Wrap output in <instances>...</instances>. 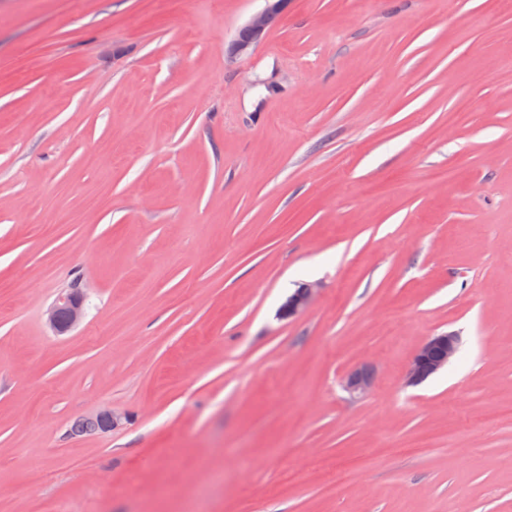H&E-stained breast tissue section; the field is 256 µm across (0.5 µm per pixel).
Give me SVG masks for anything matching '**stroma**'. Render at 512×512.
I'll return each instance as SVG.
<instances>
[{
  "label": "stroma",
  "mask_w": 512,
  "mask_h": 512,
  "mask_svg": "<svg viewBox=\"0 0 512 512\" xmlns=\"http://www.w3.org/2000/svg\"><path fill=\"white\" fill-rule=\"evenodd\" d=\"M264 6L0 0V512H512V0ZM267 6L260 12L253 15L250 20L241 26L234 38L232 39L228 52L233 57H243L249 55L255 46L263 39L269 27L273 26L276 22L278 15L288 0H266ZM315 296L314 288L306 286L288 297L280 309L283 318H293L301 314L311 303ZM84 308L85 295L82 291L74 289L61 292L49 308V324L59 335H63L82 320ZM460 337L455 332L431 336L414 351L407 369L406 383L416 386L444 368L457 354ZM347 388L359 396L370 392L373 385V374L368 367H360L347 376ZM96 417L97 419L95 417H87L75 420L71 426V431L73 433L85 434L95 433L99 430L110 431L117 428L121 424L122 420V415L114 410L100 412ZM97 420L99 423V430L97 427Z\"/></svg>",
  "instance_id": "35a3bbf8"
}]
</instances>
